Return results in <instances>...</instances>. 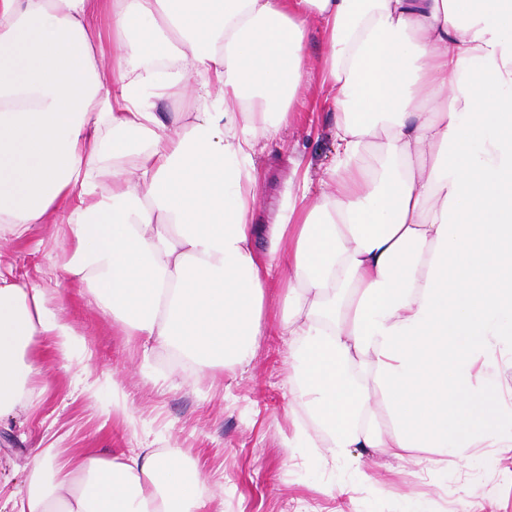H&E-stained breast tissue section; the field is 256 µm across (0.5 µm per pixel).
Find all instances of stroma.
Instances as JSON below:
<instances>
[{"instance_id": "1", "label": "stroma", "mask_w": 512, "mask_h": 512, "mask_svg": "<svg viewBox=\"0 0 512 512\" xmlns=\"http://www.w3.org/2000/svg\"><path fill=\"white\" fill-rule=\"evenodd\" d=\"M319 95L317 85L303 87L302 107L255 158L263 223L273 222L286 190L296 188L294 166L307 167L317 180L333 160L334 117L308 108ZM68 255L50 224L34 225L26 238L0 241V259L30 283L58 290L80 332L65 351L49 340L36 345L35 407L0 420V492L26 487L34 450L53 449L64 461L91 448L120 453L135 447L123 415L112 408L117 385L139 419V432L156 448L191 457L224 512H399L410 499L427 512H512V454L497 448L478 449L470 462L449 465L444 476L422 471L413 459L375 454L367 468L371 486L333 499L331 486L352 479V471L340 461L290 457L284 446L293 417L303 410L288 391L287 346L278 331L262 337L250 366L233 372L205 375L163 349L143 356L113 332L111 318L98 312L87 289L42 277L43 267Z\"/></svg>"}]
</instances>
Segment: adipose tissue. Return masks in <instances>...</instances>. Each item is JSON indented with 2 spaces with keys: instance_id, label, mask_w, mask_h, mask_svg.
Here are the masks:
<instances>
[{
  "instance_id": "ef3b65f1",
  "label": "adipose tissue",
  "mask_w": 512,
  "mask_h": 512,
  "mask_svg": "<svg viewBox=\"0 0 512 512\" xmlns=\"http://www.w3.org/2000/svg\"><path fill=\"white\" fill-rule=\"evenodd\" d=\"M313 76L333 161L256 223L255 156ZM192 79L193 110L164 120L157 99ZM36 224L57 225L67 282L143 351L242 369L277 327L304 409L284 446L352 467L338 495L358 490L361 448L431 466L512 451L494 369L512 358V0H0V239ZM77 336L0 263V417L32 402L33 345ZM9 504L208 500L197 467L143 438L62 465L42 449Z\"/></svg>"
}]
</instances>
